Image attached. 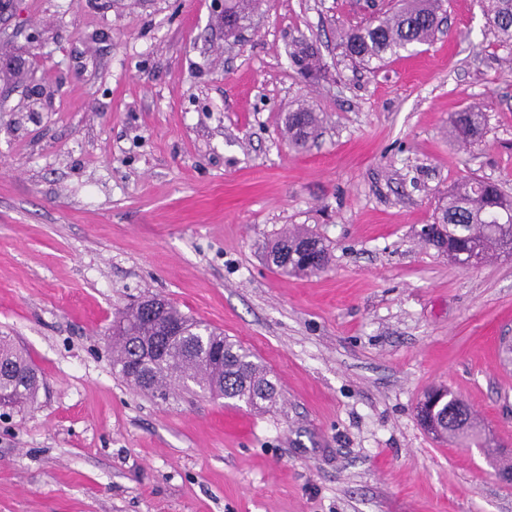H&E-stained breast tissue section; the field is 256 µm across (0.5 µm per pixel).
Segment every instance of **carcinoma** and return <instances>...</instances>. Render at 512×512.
Returning a JSON list of instances; mask_svg holds the SVG:
<instances>
[{
    "mask_svg": "<svg viewBox=\"0 0 512 512\" xmlns=\"http://www.w3.org/2000/svg\"><path fill=\"white\" fill-rule=\"evenodd\" d=\"M259 0H224V12L235 19ZM489 26L498 38L512 42V0H480ZM443 0H397L376 10L360 23L342 27L338 47L350 61L366 67L382 62L398 48L433 40L438 29ZM290 58L298 71L315 80L324 71L318 53L305 40L295 42ZM484 112L470 105L454 113L450 134L470 144L481 135ZM318 115L299 108L284 118L288 145L302 149L314 134ZM425 239L448 254L485 259L492 249L512 257V196L499 184L476 176L459 180L448 190V202L439 207L434 223L428 225ZM272 263L285 275L316 274L331 260L322 239L295 230L275 241L270 250ZM161 321L179 326L181 335L168 341L161 354L144 358V348L158 341L159 324L147 319L141 310L128 309L112 322L109 345L112 366L134 388L165 397L178 386L199 389L254 409H267L277 403V382L270 371L240 344L183 314L171 303ZM43 385L42 376L31 359L8 336H0V407L15 409L33 405ZM470 412L464 402L448 391L439 399L433 415L442 426L439 439L462 447L488 448L490 435L476 419L463 429L461 412Z\"/></svg>",
    "mask_w": 512,
    "mask_h": 512,
    "instance_id": "carcinoma-1",
    "label": "carcinoma"
}]
</instances>
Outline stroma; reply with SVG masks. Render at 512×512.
<instances>
[{"label": "stroma", "instance_id": "35a3bbf8", "mask_svg": "<svg viewBox=\"0 0 512 512\" xmlns=\"http://www.w3.org/2000/svg\"><path fill=\"white\" fill-rule=\"evenodd\" d=\"M446 2V33L373 70L336 48L358 0H262L231 36L216 0L0 9V334L44 382L0 413V512H512V259L460 268L420 237L464 176L512 192V44ZM475 102L463 150L448 117ZM301 106L320 122L297 151ZM296 225L325 271L268 264ZM148 295L254 352L277 405L128 385L107 337ZM437 386L495 448L423 430ZM290 58L298 71L308 79L319 78L324 71V64L318 53L306 40H298L293 46ZM318 122V115L307 108L288 112L284 118L288 145L296 149H303L314 134Z\"/></svg>", "mask_w": 512, "mask_h": 512}]
</instances>
